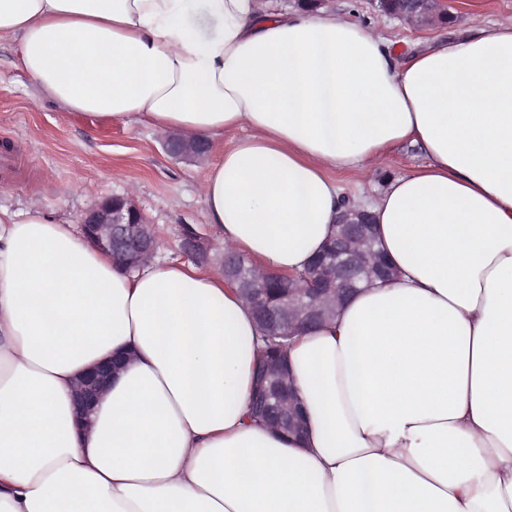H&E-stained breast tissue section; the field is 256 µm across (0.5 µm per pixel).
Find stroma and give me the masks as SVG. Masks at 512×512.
<instances>
[{"instance_id": "1", "label": "stroma", "mask_w": 512, "mask_h": 512, "mask_svg": "<svg viewBox=\"0 0 512 512\" xmlns=\"http://www.w3.org/2000/svg\"><path fill=\"white\" fill-rule=\"evenodd\" d=\"M337 13L366 25L380 26L401 53L450 37L472 18L512 25V0H449V25L415 29L382 15L378 0H331ZM19 40L0 41V208L17 214L40 211L59 224L77 223L99 198L134 189L138 206L160 236L162 262H179L185 226L205 238L208 256L224 255L217 225L206 223L200 185L220 156L214 144L207 158L168 155L152 129L122 121L66 114L40 93L21 67ZM425 162L423 151L404 143L390 153L385 170L365 176L342 172L336 180L344 193L371 197L390 177Z\"/></svg>"}]
</instances>
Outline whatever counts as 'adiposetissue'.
<instances>
[{"label": "adipose tissue", "instance_id": "obj_1", "mask_svg": "<svg viewBox=\"0 0 512 512\" xmlns=\"http://www.w3.org/2000/svg\"><path fill=\"white\" fill-rule=\"evenodd\" d=\"M67 111L224 147L207 223L265 272L335 230L338 172L427 163L366 206L398 271L288 347L294 440L251 415L262 330L216 268L128 273L0 209V512H512V26L398 59L378 27L270 0H0ZM129 356L84 428L76 380Z\"/></svg>", "mask_w": 512, "mask_h": 512}]
</instances>
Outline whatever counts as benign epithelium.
<instances>
[{"mask_svg":"<svg viewBox=\"0 0 512 512\" xmlns=\"http://www.w3.org/2000/svg\"><path fill=\"white\" fill-rule=\"evenodd\" d=\"M419 2L423 5L422 15L415 8L408 12L397 8L390 15L412 25L433 24V10L441 5V0ZM162 143L173 157L199 159L210 152L208 143L185 140L176 134L162 137ZM80 224L84 236L125 270L139 267L159 247L154 225L140 211L131 193L113 195L95 203L83 212ZM335 227V236L323 253L304 272L288 276L287 282L300 281L303 286L288 289L284 303L272 302L267 289L255 287L256 267L245 264L231 252H224L221 266L224 279L238 286L268 335L291 341L334 313L336 305L361 284L382 283L393 277L392 268L375 250L376 224L369 211L348 206L338 216ZM181 250L195 261L207 262L203 237L196 231L184 235ZM124 365L123 358L110 357L79 376L74 412L85 426L92 424L99 400ZM253 412L258 420L277 432L300 434L306 430L305 413L298 406L283 366L259 367Z\"/></svg>","mask_w":512,"mask_h":512,"instance_id":"1","label":"benign epithelium"}]
</instances>
